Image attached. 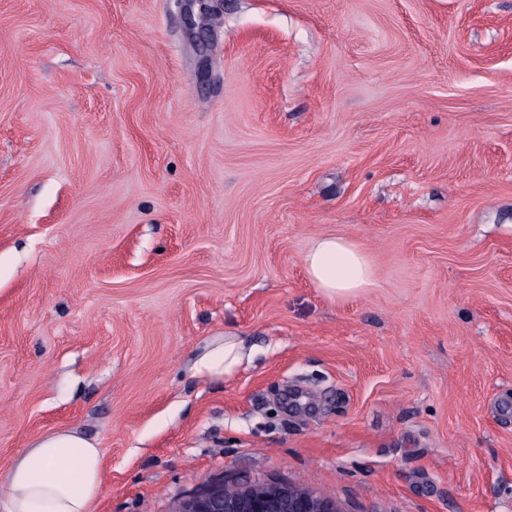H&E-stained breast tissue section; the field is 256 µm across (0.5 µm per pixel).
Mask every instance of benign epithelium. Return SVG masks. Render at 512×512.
Listing matches in <instances>:
<instances>
[{
  "label": "benign epithelium",
  "mask_w": 512,
  "mask_h": 512,
  "mask_svg": "<svg viewBox=\"0 0 512 512\" xmlns=\"http://www.w3.org/2000/svg\"><path fill=\"white\" fill-rule=\"evenodd\" d=\"M172 512H342L337 502L293 484L242 483L228 492L219 480L200 487Z\"/></svg>",
  "instance_id": "7a95c632"
}]
</instances>
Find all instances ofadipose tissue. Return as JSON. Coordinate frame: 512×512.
Returning a JSON list of instances; mask_svg holds the SVG:
<instances>
[{"label":"adipose tissue","instance_id":"obj_1","mask_svg":"<svg viewBox=\"0 0 512 512\" xmlns=\"http://www.w3.org/2000/svg\"><path fill=\"white\" fill-rule=\"evenodd\" d=\"M310 281L326 297L361 295L374 279V267L355 241L336 235L316 238L304 257ZM252 358L244 339L227 335L194 362L198 376L232 373ZM7 512H95L106 483L105 457L97 443L60 429L35 437L6 472Z\"/></svg>","mask_w":512,"mask_h":512}]
</instances>
